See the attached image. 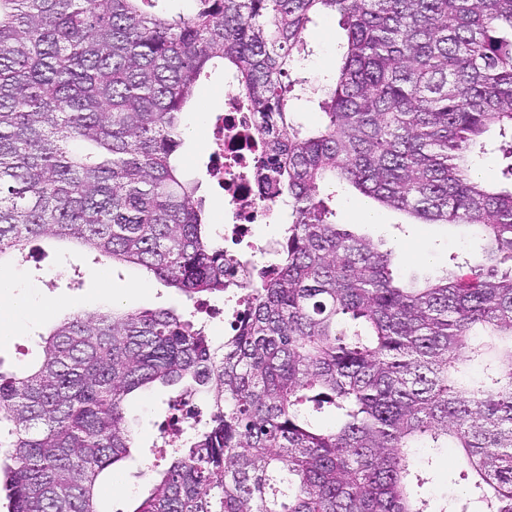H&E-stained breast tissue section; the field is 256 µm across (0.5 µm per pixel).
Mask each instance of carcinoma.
Listing matches in <instances>:
<instances>
[{
    "label": "carcinoma",
    "mask_w": 512,
    "mask_h": 512,
    "mask_svg": "<svg viewBox=\"0 0 512 512\" xmlns=\"http://www.w3.org/2000/svg\"><path fill=\"white\" fill-rule=\"evenodd\" d=\"M0 0V270L35 238L136 265L197 300L238 260L182 175V114L224 62L288 209L273 267L215 346L195 316L114 306L0 371L8 512H102L133 447L131 393L191 381L209 415L163 449L132 512H512V187L473 175L486 133L512 159V0ZM341 62L305 128L293 106L313 16ZM331 179L414 224L472 230L481 260L404 281L392 251L331 220ZM455 449L465 493H422Z\"/></svg>",
    "instance_id": "carcinoma-1"
}]
</instances>
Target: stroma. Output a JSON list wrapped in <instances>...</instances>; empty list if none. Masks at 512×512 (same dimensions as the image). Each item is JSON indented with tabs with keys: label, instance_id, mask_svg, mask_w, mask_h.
<instances>
[{
	"label": "stroma",
	"instance_id": "stroma-1",
	"mask_svg": "<svg viewBox=\"0 0 512 512\" xmlns=\"http://www.w3.org/2000/svg\"><path fill=\"white\" fill-rule=\"evenodd\" d=\"M345 39L340 18L326 14L308 27L306 41L309 55L304 74L316 83L339 65L338 46ZM224 99V69L209 68L195 90V106L184 121L189 128L180 163L200 183L210 224L220 222L221 208L216 201L215 182L207 169L205 137L209 113L219 111ZM336 223L373 240L384 241L394 254L397 271L406 277L436 274L448 265L450 256L474 253L472 242L462 233L440 224H408L401 214L369 206L355 192L337 191L334 204ZM26 257L14 261L0 272L15 294L24 301L14 323L0 332V370L11 372L35 361L39 334L48 333L55 323L76 312L92 313L120 304L129 310L175 308L192 311L194 303L177 289L168 287L145 270L133 266L102 269L93 254L66 242L38 238L32 240ZM186 390L185 383L153 384L130 396L125 403L127 428L136 445L127 459L117 463L105 480L101 498L105 512H133L151 488L142 470L155 458L150 452L159 436V426L173 416L170 400ZM123 492L113 495V484Z\"/></svg>",
	"mask_w": 512,
	"mask_h": 512
}]
</instances>
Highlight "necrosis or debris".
<instances>
[{
	"label": "necrosis or debris",
	"instance_id": "necrosis-or-debris-1",
	"mask_svg": "<svg viewBox=\"0 0 512 512\" xmlns=\"http://www.w3.org/2000/svg\"><path fill=\"white\" fill-rule=\"evenodd\" d=\"M206 150L224 203V249L229 252L242 244L250 249L249 257L228 269L224 277L227 287L239 289L268 269L280 248L276 238L254 242L256 226L274 219L286 223L287 215L258 201L255 162L262 143L255 132L252 113L246 112L239 102L232 78L224 80L223 110L212 113L208 121Z\"/></svg>",
	"mask_w": 512,
	"mask_h": 512
}]
</instances>
